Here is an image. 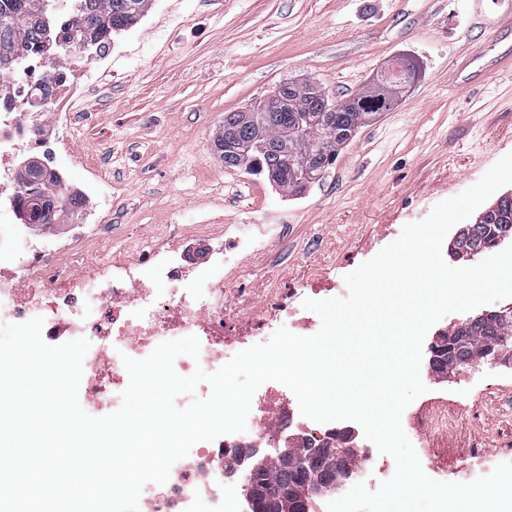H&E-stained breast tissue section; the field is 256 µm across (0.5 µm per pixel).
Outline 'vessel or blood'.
I'll return each instance as SVG.
<instances>
[{
  "mask_svg": "<svg viewBox=\"0 0 512 512\" xmlns=\"http://www.w3.org/2000/svg\"><path fill=\"white\" fill-rule=\"evenodd\" d=\"M471 2L478 27L491 36L492 50L468 53L449 73V82L464 87L480 84L491 73H512V5L500 10L483 0Z\"/></svg>",
  "mask_w": 512,
  "mask_h": 512,
  "instance_id": "vessel-or-blood-1",
  "label": "vessel or blood"
}]
</instances>
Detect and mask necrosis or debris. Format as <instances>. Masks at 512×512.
<instances>
[{
    "label": "necrosis or debris",
    "instance_id": "1",
    "mask_svg": "<svg viewBox=\"0 0 512 512\" xmlns=\"http://www.w3.org/2000/svg\"><path fill=\"white\" fill-rule=\"evenodd\" d=\"M111 64L107 41L82 57L38 51L0 73V324L39 316L46 342L87 339L82 406L92 415L120 407L129 382L123 356L142 359L161 342L194 336L199 357L175 361L186 376L199 367L216 371L240 344L266 342L271 329L283 326L298 335L305 330L298 294L252 307L243 320L225 295L224 273L238 266L255 235L236 232L215 255L191 267L158 243L79 277L70 244L17 223L25 198L19 179L23 151H38L47 173L58 174V160L71 148L74 114L88 94L84 78ZM350 427L347 421L320 424L303 417L289 388L264 383L254 394L246 431L196 443L191 455L173 464L167 483L144 486L139 512H248L247 465L232 474L224 470L241 441L266 448L300 434L332 443Z\"/></svg>",
    "mask_w": 512,
    "mask_h": 512
}]
</instances>
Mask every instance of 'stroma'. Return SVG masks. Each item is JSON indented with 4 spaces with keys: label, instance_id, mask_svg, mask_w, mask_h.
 <instances>
[{
    "label": "stroma",
    "instance_id": "1",
    "mask_svg": "<svg viewBox=\"0 0 512 512\" xmlns=\"http://www.w3.org/2000/svg\"><path fill=\"white\" fill-rule=\"evenodd\" d=\"M465 0H182L165 36L150 27L167 0L128 29L144 50L100 75L75 115L72 154L62 168L77 184L112 190V236L98 259L132 256L156 239L197 262L209 243L196 234L246 221L286 222L243 257L225 282L250 304L344 278L394 242L404 225L476 184L512 152V79L469 90L449 86L458 37L474 18ZM419 74L396 106L360 128L321 179L301 192L224 167L214 139L228 112H244L285 80L310 81L340 102L375 87L395 62ZM456 382L427 380L410 405L443 414L444 430L407 436L426 475L474 480L512 462V367L465 370Z\"/></svg>",
    "mask_w": 512,
    "mask_h": 512
}]
</instances>
